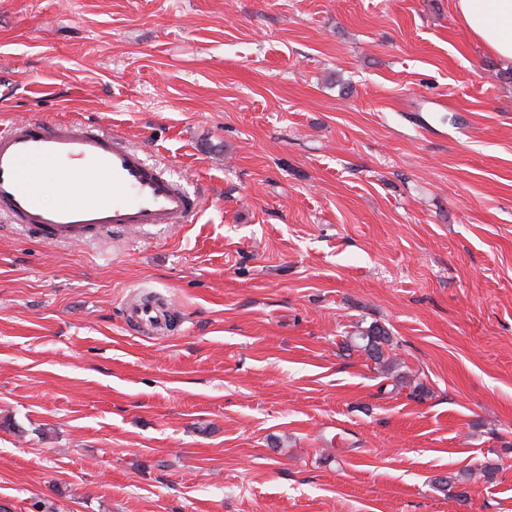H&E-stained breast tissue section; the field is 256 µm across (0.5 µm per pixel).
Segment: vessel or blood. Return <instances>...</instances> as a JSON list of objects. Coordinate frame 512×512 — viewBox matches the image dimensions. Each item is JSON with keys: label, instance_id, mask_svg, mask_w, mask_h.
<instances>
[{"label": "vessel or blood", "instance_id": "obj_1", "mask_svg": "<svg viewBox=\"0 0 512 512\" xmlns=\"http://www.w3.org/2000/svg\"><path fill=\"white\" fill-rule=\"evenodd\" d=\"M83 169L61 183L68 203L49 207L37 186L56 177L67 160ZM199 201L180 189L121 137L91 123L22 119L0 133V210L48 243H78L146 226L185 224ZM131 327L159 332L166 320L152 305L125 308Z\"/></svg>", "mask_w": 512, "mask_h": 512}]
</instances>
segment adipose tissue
<instances>
[{"label":"adipose tissue","instance_id":"1","mask_svg":"<svg viewBox=\"0 0 512 512\" xmlns=\"http://www.w3.org/2000/svg\"><path fill=\"white\" fill-rule=\"evenodd\" d=\"M453 7L490 53L512 64V0H453Z\"/></svg>","mask_w":512,"mask_h":512}]
</instances>
